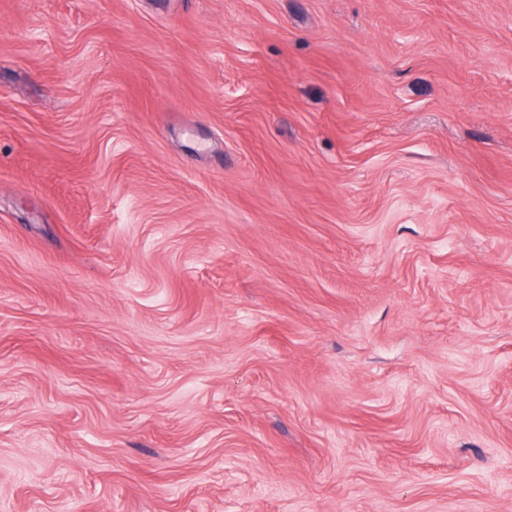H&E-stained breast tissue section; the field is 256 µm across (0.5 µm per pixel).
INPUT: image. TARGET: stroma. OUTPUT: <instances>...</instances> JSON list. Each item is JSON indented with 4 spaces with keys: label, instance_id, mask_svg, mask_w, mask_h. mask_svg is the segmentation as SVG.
<instances>
[{
    "label": "stroma",
    "instance_id": "1",
    "mask_svg": "<svg viewBox=\"0 0 512 512\" xmlns=\"http://www.w3.org/2000/svg\"><path fill=\"white\" fill-rule=\"evenodd\" d=\"M0 512H512V0H0Z\"/></svg>",
    "mask_w": 512,
    "mask_h": 512
}]
</instances>
